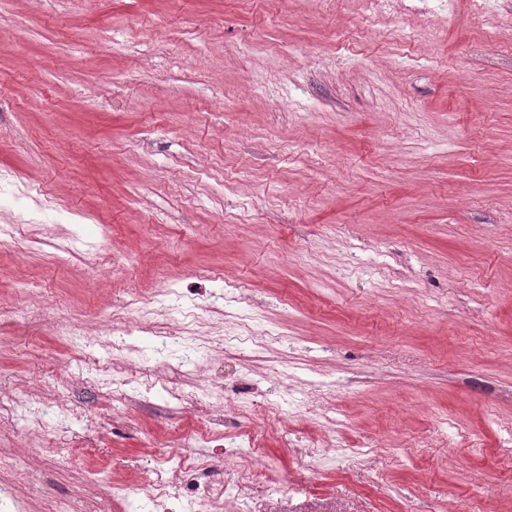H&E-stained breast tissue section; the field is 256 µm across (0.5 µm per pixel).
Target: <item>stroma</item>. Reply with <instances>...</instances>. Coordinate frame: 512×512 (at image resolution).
Masks as SVG:
<instances>
[{"label":"stroma","mask_w":512,"mask_h":512,"mask_svg":"<svg viewBox=\"0 0 512 512\" xmlns=\"http://www.w3.org/2000/svg\"><path fill=\"white\" fill-rule=\"evenodd\" d=\"M0 168L51 200L0 236V392L68 406L0 411L26 512H128L165 445L227 448L237 512L252 444L250 512H512V0H6ZM172 297L161 350L57 329Z\"/></svg>","instance_id":"obj_1"}]
</instances>
